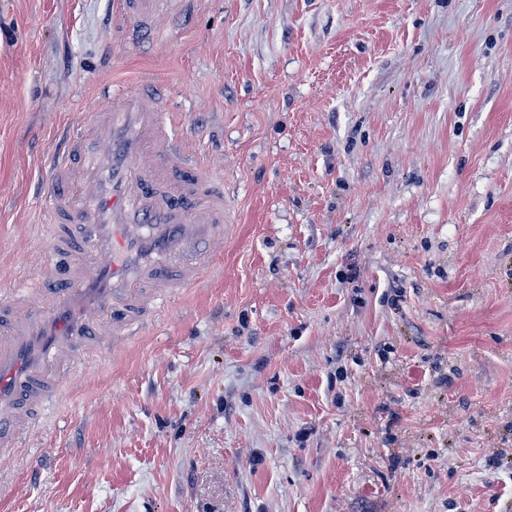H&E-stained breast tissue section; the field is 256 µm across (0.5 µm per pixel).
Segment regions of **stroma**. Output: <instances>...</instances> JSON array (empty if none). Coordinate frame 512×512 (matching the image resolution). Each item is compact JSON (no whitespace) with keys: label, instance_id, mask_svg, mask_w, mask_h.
<instances>
[{"label":"stroma","instance_id":"stroma-1","mask_svg":"<svg viewBox=\"0 0 512 512\" xmlns=\"http://www.w3.org/2000/svg\"><path fill=\"white\" fill-rule=\"evenodd\" d=\"M0 0V290L101 89L172 88L224 256L76 363L0 512H512V0ZM199 0H115L112 11L114 39L130 54L146 44L158 42V17H187Z\"/></svg>","mask_w":512,"mask_h":512}]
</instances>
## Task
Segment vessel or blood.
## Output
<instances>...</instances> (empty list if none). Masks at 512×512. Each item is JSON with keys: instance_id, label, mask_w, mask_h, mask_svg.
Instances as JSON below:
<instances>
[{"instance_id": "obj_1", "label": "vessel or blood", "mask_w": 512, "mask_h": 512, "mask_svg": "<svg viewBox=\"0 0 512 512\" xmlns=\"http://www.w3.org/2000/svg\"><path fill=\"white\" fill-rule=\"evenodd\" d=\"M199 0H114L128 51L157 43L158 18ZM83 125L62 129L45 170L39 222L51 242L37 276L0 297V446L34 427L89 347L142 335L162 296L199 285L224 255V181L185 156L167 86L102 92Z\"/></svg>"}]
</instances>
